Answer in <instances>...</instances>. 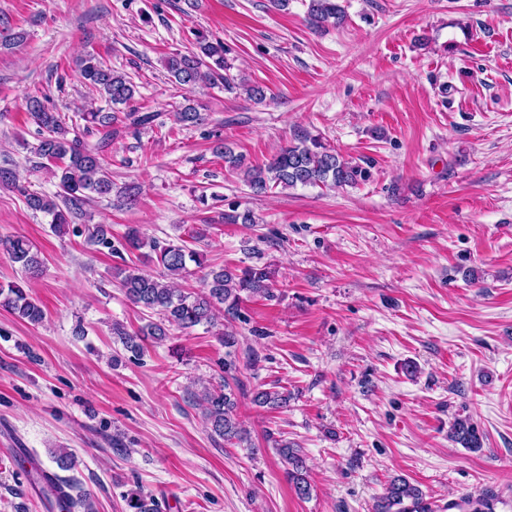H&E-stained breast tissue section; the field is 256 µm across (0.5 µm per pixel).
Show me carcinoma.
<instances>
[{
  "label": "carcinoma",
  "instance_id": "1",
  "mask_svg": "<svg viewBox=\"0 0 512 512\" xmlns=\"http://www.w3.org/2000/svg\"><path fill=\"white\" fill-rule=\"evenodd\" d=\"M309 19L313 24L328 22L340 24L344 14L336 0H310ZM22 35L14 31L9 21L0 23V46L10 47L21 41ZM165 67L175 83L183 89H193L202 84L224 81V88L235 87L232 69L224 58V43L212 42L203 34L197 35L193 49L175 53L165 59ZM80 76L85 85L98 90L106 102L113 106L128 105L133 100L136 88L131 79L104 65L95 55L88 54L80 61ZM26 111L42 132L34 154L51 164V173L58 182L56 195L50 197L29 189L17 181L10 168H0V184L20 192L30 209L51 217L54 229L73 224L84 214V205L92 196H112V178L105 166L104 150L112 145L111 112H78L76 117L83 124L66 123L57 112L49 111L37 96L26 101ZM158 115L153 112L140 113L131 110L125 113L126 125L136 130L154 123ZM175 121L184 126L195 125L200 120L198 110L187 105L174 113ZM96 135L98 139L89 141ZM216 151L224 157V163L233 169L243 170L244 181L256 192L272 187L294 189L301 187L355 186L371 178L370 167L347 160L341 154L322 146L318 141L302 136L297 142L282 148L266 164L246 166L242 156L232 154L223 144ZM10 253L12 261L34 278L42 271V262L33 245L23 237L14 236L0 240ZM126 243L132 250L147 248L155 255L156 262L169 276L182 277L189 273L187 263H200L199 254L183 244L172 241L159 243L143 237L139 230L129 229ZM125 296L133 304L159 315V321L149 322L133 333L121 327L115 328L124 347L139 353L143 342L152 339L162 341L167 336L166 325L182 330L200 324H210L214 312L224 309V316L234 320L240 316L242 294L249 297H272L270 281L272 272L266 266L247 267L240 271L229 267L212 269L203 278V287L198 291L176 290L161 278L141 273L135 267L117 271ZM0 306L7 308L21 319L32 324L42 322L44 311L29 293L27 283L13 282L0 285ZM233 362L224 361V380L207 387L200 396L204 416L211 434L227 443L241 444L247 441L246 432L237 419V397L230 380ZM288 393L279 390H260L253 402L260 407L284 408L288 406ZM448 438L471 451L483 448V434L468 417L453 420ZM274 448L288 465L287 476L293 484L295 494L305 498L310 494L305 459L302 450L285 439H273ZM31 467L33 483L40 485V493L49 510L60 507L61 512H94L93 502L87 494L60 478L43 481V469L37 459L27 458ZM132 512H161L158 500L143 492L141 488L130 490L126 495ZM495 499L485 496H463L458 502L448 504L460 512H494ZM375 512H435L434 504L426 499L419 486L404 476L393 477L378 498Z\"/></svg>",
  "mask_w": 512,
  "mask_h": 512
}]
</instances>
